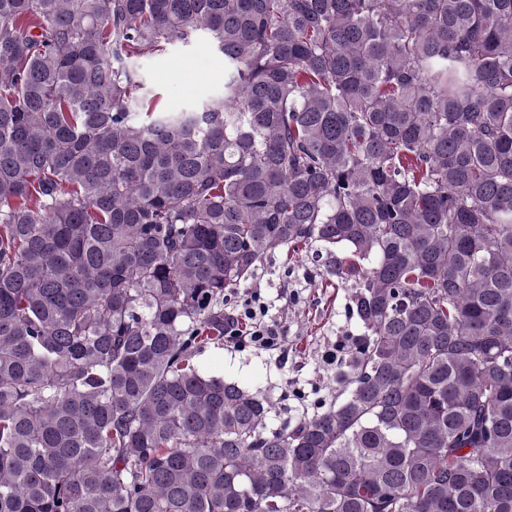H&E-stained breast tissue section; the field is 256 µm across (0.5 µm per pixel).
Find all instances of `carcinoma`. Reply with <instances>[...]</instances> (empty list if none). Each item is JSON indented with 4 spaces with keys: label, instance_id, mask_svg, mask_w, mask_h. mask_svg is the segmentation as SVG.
<instances>
[{
    "label": "carcinoma",
    "instance_id": "1",
    "mask_svg": "<svg viewBox=\"0 0 512 512\" xmlns=\"http://www.w3.org/2000/svg\"><path fill=\"white\" fill-rule=\"evenodd\" d=\"M316 243L363 334L269 431L196 357ZM0 512H512V0H0ZM147 49L136 63L146 100L168 112L200 105L224 91V55L209 37Z\"/></svg>",
    "mask_w": 512,
    "mask_h": 512
}]
</instances>
